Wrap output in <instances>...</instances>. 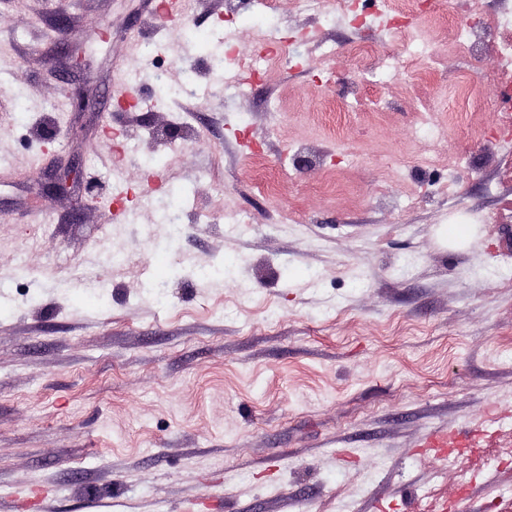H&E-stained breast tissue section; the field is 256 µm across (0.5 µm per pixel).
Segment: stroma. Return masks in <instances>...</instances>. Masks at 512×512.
Listing matches in <instances>:
<instances>
[{"label": "stroma", "instance_id": "35a3bbf8", "mask_svg": "<svg viewBox=\"0 0 512 512\" xmlns=\"http://www.w3.org/2000/svg\"><path fill=\"white\" fill-rule=\"evenodd\" d=\"M0 0V506L5 512H466L512 465L423 451L512 417V136L495 66L444 42L405 71L392 10L289 0ZM288 43L251 76L223 61ZM168 81L153 108L144 39ZM80 45V68L56 46ZM377 46L367 65L350 53ZM466 76L480 90L462 99ZM86 84L98 111L72 110ZM459 112L449 126V111ZM428 112L432 130L417 129ZM79 164V194L46 198ZM177 191L175 222L160 204ZM469 211L474 242L441 227ZM225 264L207 281L200 269Z\"/></svg>", "mask_w": 512, "mask_h": 512}]
</instances>
